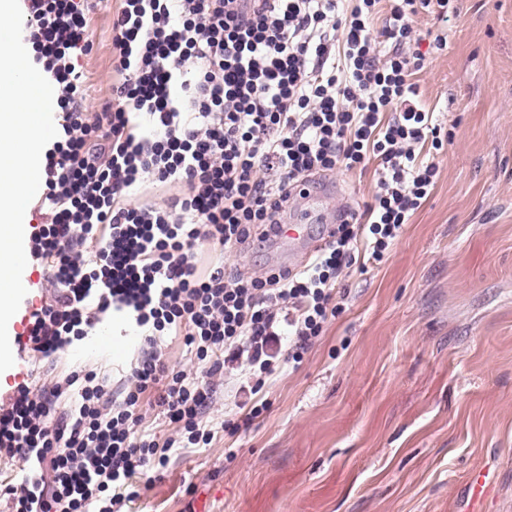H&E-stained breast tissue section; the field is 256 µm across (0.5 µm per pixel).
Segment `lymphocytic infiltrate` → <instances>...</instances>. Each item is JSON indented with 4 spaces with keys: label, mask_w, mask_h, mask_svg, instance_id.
Returning <instances> with one entry per match:
<instances>
[{
    "label": "lymphocytic infiltrate",
    "mask_w": 512,
    "mask_h": 512,
    "mask_svg": "<svg viewBox=\"0 0 512 512\" xmlns=\"http://www.w3.org/2000/svg\"><path fill=\"white\" fill-rule=\"evenodd\" d=\"M23 2L24 41L59 108L38 200L47 222L29 246L54 295L31 312L27 340L49 360L110 314L146 334L119 392L75 371L37 394L15 387L0 406V457L31 473L5 493L12 512H123L139 468L166 467L174 445L211 444L202 419L217 352L265 375L280 341L299 359L335 316L344 269L382 261L428 199L438 167L419 151L454 133L419 102L427 55L414 23L422 12L448 22L449 3L357 0L343 14L340 0H121L112 99L92 110L79 65L93 50L87 0ZM371 162V201L304 266L225 274V253L270 240L298 188ZM148 182L165 195L131 205ZM202 243L214 256L205 273ZM160 333L196 345L205 377L170 371ZM73 387L76 404L58 411ZM149 391L174 427L162 441L139 431Z\"/></svg>",
    "instance_id": "1"
}]
</instances>
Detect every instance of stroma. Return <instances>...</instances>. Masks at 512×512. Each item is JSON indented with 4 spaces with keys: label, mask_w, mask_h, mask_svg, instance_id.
<instances>
[{
    "label": "stroma",
    "mask_w": 512,
    "mask_h": 512,
    "mask_svg": "<svg viewBox=\"0 0 512 512\" xmlns=\"http://www.w3.org/2000/svg\"><path fill=\"white\" fill-rule=\"evenodd\" d=\"M92 53L82 57L88 101L111 98L112 15L120 0H88ZM447 40L416 80L427 109L456 122L453 145L421 156L436 185L380 262L348 270L335 318L299 363L273 358L261 391L248 361L215 378L206 447L171 449L161 479L137 475L128 512H464L472 470L497 477L493 512H512V0H459ZM322 210L358 207L372 171L329 176ZM286 246L254 242L226 270L291 264ZM140 340L121 319L57 358L55 374L86 369L117 388ZM47 364L25 352L0 373L48 387ZM265 401L249 429L242 413Z\"/></svg>",
    "instance_id": "obj_1"
}]
</instances>
